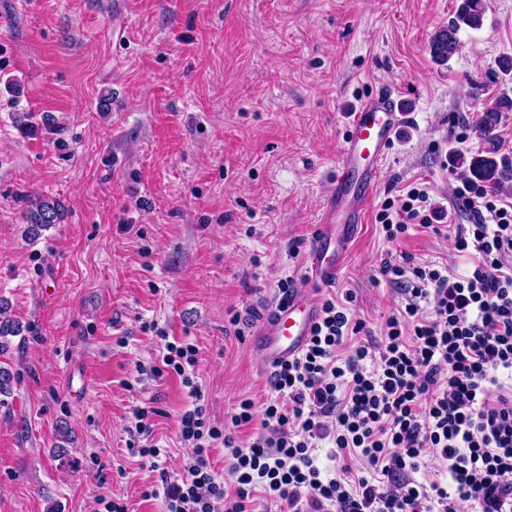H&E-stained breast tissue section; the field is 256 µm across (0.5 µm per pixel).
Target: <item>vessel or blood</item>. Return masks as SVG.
<instances>
[{
    "label": "vessel or blood",
    "mask_w": 512,
    "mask_h": 512,
    "mask_svg": "<svg viewBox=\"0 0 512 512\" xmlns=\"http://www.w3.org/2000/svg\"><path fill=\"white\" fill-rule=\"evenodd\" d=\"M403 120L390 93L363 101L353 114L341 146V171L323 213L320 232L310 248L306 269L321 287L335 283L349 253V230L361 224L368 204L367 189L380 174V163ZM320 316L316 298L300 292L262 315L258 336L269 369L298 357Z\"/></svg>",
    "instance_id": "b4317fda"
}]
</instances>
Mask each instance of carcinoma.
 Segmentation results:
<instances>
[{"mask_svg": "<svg viewBox=\"0 0 512 512\" xmlns=\"http://www.w3.org/2000/svg\"><path fill=\"white\" fill-rule=\"evenodd\" d=\"M484 14V0H462L457 22L440 28L433 35L430 42L433 57L440 62L449 60L459 50L460 27L480 28ZM504 112H512V97L507 94L499 95L484 106L477 129L489 146L469 158H459L464 177L496 190L507 187L512 181V162L501 156L493 144L494 130ZM63 216L60 201L44 196L30 199L24 213L27 235L33 240L39 238L41 231L59 223ZM9 312L8 301L0 298V355L9 348L8 337L19 336L24 331L22 324L10 317ZM14 382L13 372L0 365V406L7 404L6 397L12 394Z\"/></svg>", "mask_w": 512, "mask_h": 512, "instance_id": "carcinoma-1", "label": "carcinoma"}]
</instances>
